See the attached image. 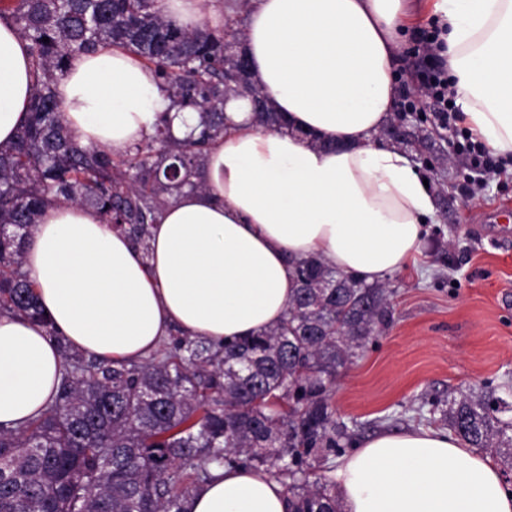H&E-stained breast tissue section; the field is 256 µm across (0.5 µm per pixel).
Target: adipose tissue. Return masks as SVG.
I'll return each instance as SVG.
<instances>
[{
    "instance_id": "obj_1",
    "label": "adipose tissue",
    "mask_w": 512,
    "mask_h": 512,
    "mask_svg": "<svg viewBox=\"0 0 512 512\" xmlns=\"http://www.w3.org/2000/svg\"><path fill=\"white\" fill-rule=\"evenodd\" d=\"M165 17L224 26L223 0H161ZM243 44L253 82L288 131H262L249 98L229 96L226 129L206 153L199 189L159 212L147 247L93 209L45 206L23 269L51 328L0 315V423L36 417L65 371L62 345L102 359L148 358L172 331L221 345L271 328L311 256L368 284L421 255L434 194L381 132L395 71L420 26L440 28L463 127L512 157V0H247ZM27 44L0 20V146L15 141L33 93ZM63 123L83 147L115 154L168 115L174 138L197 122L170 110L153 70L126 48L73 56L56 85ZM343 512H512L493 460L436 428L383 431L330 473ZM189 512H288L284 484L235 466L213 470Z\"/></svg>"
}]
</instances>
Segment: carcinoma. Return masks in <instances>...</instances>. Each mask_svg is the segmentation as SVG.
Here are the masks:
<instances>
[{"mask_svg": "<svg viewBox=\"0 0 512 512\" xmlns=\"http://www.w3.org/2000/svg\"><path fill=\"white\" fill-rule=\"evenodd\" d=\"M29 43L35 84L28 119L0 148V313L44 326L22 271L41 209L61 198L89 204L147 247L158 210L199 188L204 156L224 134V102L248 96L254 125L282 116L236 73L224 32L167 20L157 0H0ZM49 41H43V38ZM120 45L155 71L169 108L198 113L182 140L164 118L149 139L112 155L83 148L58 118L55 88L76 53ZM297 288L275 327L215 347L187 336L139 364L115 367L61 346L57 397L36 418L0 426V512H187L191 494L224 466L262 469L283 482L290 512H342L331 481L309 458L339 456L348 426L330 395L340 371L391 321L390 291L317 257L294 270ZM473 448H505L512 467V404L486 385L432 403Z\"/></svg>", "mask_w": 512, "mask_h": 512, "instance_id": "carcinoma-1", "label": "carcinoma"}]
</instances>
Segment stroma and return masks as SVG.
Returning a JSON list of instances; mask_svg holds the SVG:
<instances>
[{"mask_svg": "<svg viewBox=\"0 0 512 512\" xmlns=\"http://www.w3.org/2000/svg\"><path fill=\"white\" fill-rule=\"evenodd\" d=\"M431 103L404 127L436 193L424 263L391 276L393 322L343 370L336 416L354 442L428 424L432 401L489 383L512 385V172L466 189L453 129Z\"/></svg>", "mask_w": 512, "mask_h": 512, "instance_id": "1", "label": "stroma"}]
</instances>
